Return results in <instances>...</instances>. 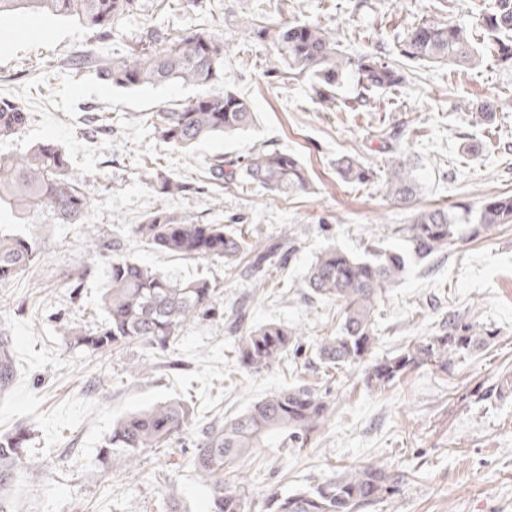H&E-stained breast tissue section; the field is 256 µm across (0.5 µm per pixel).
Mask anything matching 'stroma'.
Returning <instances> with one entry per match:
<instances>
[{
  "mask_svg": "<svg viewBox=\"0 0 512 512\" xmlns=\"http://www.w3.org/2000/svg\"><path fill=\"white\" fill-rule=\"evenodd\" d=\"M122 23V37L104 39L73 17L30 14L0 17V98L23 104L29 123L0 141V156L20 157L40 141L66 153L74 171L95 189L89 222L102 240L142 264L184 279L210 281L219 293L218 315L185 326L165 354L147 342L107 353L75 349L63 324L90 325L104 312L100 294L109 251L89 252L87 232L74 224H23L37 246L29 269L0 285V338L16 354V381L0 396V433L26 425L29 455L42 478L21 477L12 492L18 512H161L167 495L190 512H207V491L191 466L199 427L219 424L284 386L306 383L329 390L334 407L325 431L309 448H260L237 464L246 477L251 512L272 492L293 491L351 466L385 462L405 475L391 501L362 512H512V394L479 402L474 392L512 374V224L475 239H459L432 260L411 264L380 307L374 357L394 355L432 334L450 315L494 331L491 345L451 362L447 371L422 367L391 390L374 394L361 372L325 376L314 360L290 357L255 374L228 351L223 311L252 297L249 323H278L305 341L335 333L340 313L331 302H312L297 284L322 249L333 245L362 254L371 225L383 247L397 249L392 232L417 209L512 194V61L484 56L476 67L411 62L397 45L418 24L456 22L489 10L494 0H203L181 9L178 0H141ZM308 21L334 32L342 53L376 52L403 70L402 87L373 93L369 107L354 99L349 76L329 104L319 103L307 78L288 81L267 72L269 46L246 26ZM200 25L220 30L227 47L224 86L245 97L253 127L215 137L189 150L157 140L151 112L195 96L190 86L138 89L110 86L76 59L124 52L128 39L150 28L175 34ZM495 111L481 118L476 104ZM103 135L81 137L88 115ZM295 154L305 165L308 192L276 197L235 180L218 186L209 163L237 161L257 150ZM405 153L420 185L410 205L386 199L387 165ZM351 156L373 174L347 183L336 160ZM186 182V194L163 197L143 185L142 165ZM189 214L200 223L239 219L252 240L267 242L296 231L301 247L285 271L263 290L231 276L220 260H193L151 249L130 234L156 208ZM79 277L78 292L69 280ZM165 400H182L193 424L163 448L145 450L138 470L103 456L112 422Z\"/></svg>",
  "mask_w": 512,
  "mask_h": 512,
  "instance_id": "obj_1",
  "label": "stroma"
}]
</instances>
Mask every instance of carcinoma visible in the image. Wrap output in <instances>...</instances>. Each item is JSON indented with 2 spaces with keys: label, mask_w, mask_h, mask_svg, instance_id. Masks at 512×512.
<instances>
[{
  "label": "carcinoma",
  "mask_w": 512,
  "mask_h": 512,
  "mask_svg": "<svg viewBox=\"0 0 512 512\" xmlns=\"http://www.w3.org/2000/svg\"><path fill=\"white\" fill-rule=\"evenodd\" d=\"M140 6V0H0V16L31 10L75 17L100 37L113 38L121 33L120 23ZM477 30L492 40L500 59L512 60V0H497L492 10L469 21L423 22L408 32L400 55L409 60L476 66L483 59L473 36ZM257 33L272 48L268 72L278 77L305 75L322 102L332 100L350 68L356 69L367 91L399 87L406 81L397 67L374 53L356 59L344 56L335 34L310 23L266 24ZM137 43L138 47L110 58L82 59L80 65L97 70L104 81L124 89L168 83L199 87L201 92L191 100L165 106L152 116L150 126L162 143L188 149L253 125L249 102L224 88V35L217 29L194 27L170 36L154 28ZM28 122L29 112L23 105L0 98V138L21 133ZM239 168L245 181L279 196L310 188L307 170L288 153L257 151L245 157ZM336 172L345 181L362 183L369 180L372 170L358 159L343 156L336 160ZM139 178L160 195H182L188 190L184 182L159 168L146 166ZM385 187L397 203L415 200L419 185L405 156L397 155L388 164ZM91 196L89 180L71 170L66 154L53 142H39L18 159L0 157V207H9L19 224L51 222L87 229ZM501 224H512V195L489 198L477 208L459 205L420 210L410 223L394 228L404 242L399 251L381 247L376 238L362 255L334 246L323 249L300 284L307 299L334 302L340 309L338 331L313 342L312 352L323 368L340 373L371 358L378 340L376 310L411 262L428 260L456 239L478 238ZM131 234L157 251L222 260L255 288L266 284L270 267L285 270L297 251L292 232L262 246L236 221L201 224L162 207L134 225ZM35 252L33 241L0 233V283L26 269ZM215 294L205 280L177 279L127 255L114 254L102 284L105 319L90 327L65 325L62 336L71 347L100 353L142 340L165 352L183 325L213 313ZM244 317L241 308L228 317V330L234 333L232 353L242 367L260 373L301 351V333L296 329L277 323L246 329ZM494 337L492 331L453 315L434 334L375 360L364 372L363 384L381 393L419 367L446 372L453 358L474 353ZM190 417L188 405L178 401L131 412L113 423L104 448L130 469L144 450L165 447L172 435L187 427ZM330 417L328 394L304 384L263 397L221 426L202 428L192 466L209 493V512H249L243 491L228 484L224 475L241 458L276 438L282 439L284 448L310 447ZM29 442L30 432L21 424L0 436V512H14L8 491L19 470L30 477L40 475L39 465L27 454ZM403 481L401 471L384 463L351 467L312 488L270 495L262 512H358L390 498Z\"/></svg>",
  "instance_id": "carcinoma-1"
}]
</instances>
